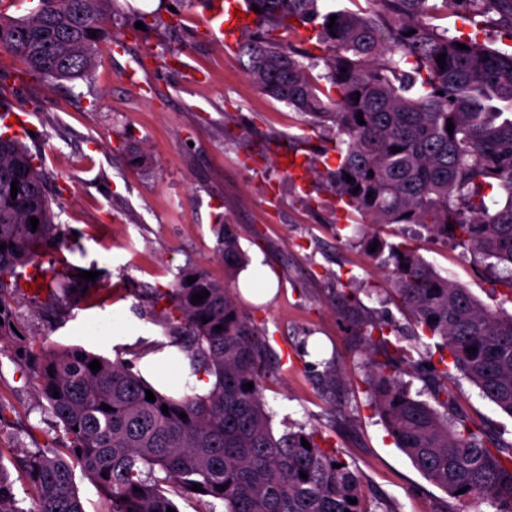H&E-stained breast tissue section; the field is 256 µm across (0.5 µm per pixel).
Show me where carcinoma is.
<instances>
[{
    "instance_id": "cac0c4a2",
    "label": "carcinoma",
    "mask_w": 512,
    "mask_h": 512,
    "mask_svg": "<svg viewBox=\"0 0 512 512\" xmlns=\"http://www.w3.org/2000/svg\"><path fill=\"white\" fill-rule=\"evenodd\" d=\"M115 2L39 0L24 16L0 13V49L43 78L85 79L109 35ZM247 2L260 12L255 29L238 41L245 70L263 92L331 134L332 147L322 156L325 165L332 154L338 159L331 176L335 199L373 224L417 226L460 247L487 274L494 309L436 274L416 250L361 239L376 246L371 257L391 277L388 301L411 316L409 345L401 344L392 321L365 315L343 292L336 300L349 335L362 343L370 401L397 448L449 496L512 512V441L478 424L448 384L453 367L512 415V314L500 311L512 304V51L429 23L462 6L471 24L492 23L512 39V0H367V11L329 10L326 0ZM299 25L314 28L307 48L292 51L270 37ZM440 54L443 66L436 62ZM320 66L323 72L313 75ZM51 203L40 156L0 132V244L6 245L0 250V343L9 345L69 441L63 451L37 443L13 453L12 466L32 489L28 508L17 505L0 462V512H88L77 468L97 486L107 512H167L177 508L172 494L207 499L206 512H215L217 503L224 512H377L331 437L302 427L275 437L262 396L272 357L268 340L228 287L202 269H182L155 299L169 305L165 325L191 374L215 376L205 393L174 397L122 358L81 346L37 349L21 336L10 278L38 253L68 242L52 224ZM32 217L39 221L35 230ZM221 257L230 271L245 263L227 230ZM78 273L74 266L53 273L52 307L68 311L95 288ZM205 290L208 297L192 304ZM95 359L101 364L96 373L89 367ZM414 379L430 401L412 396ZM246 383L254 388L244 389ZM147 389L155 401L146 400ZM106 404L112 410H103ZM194 483L202 491L192 490Z\"/></svg>"
}]
</instances>
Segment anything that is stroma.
I'll list each match as a JSON object with an SVG mask.
<instances>
[{"instance_id": "35a3bbf8", "label": "stroma", "mask_w": 512, "mask_h": 512, "mask_svg": "<svg viewBox=\"0 0 512 512\" xmlns=\"http://www.w3.org/2000/svg\"><path fill=\"white\" fill-rule=\"evenodd\" d=\"M122 7L88 79L48 82L0 50V97L29 114L32 134L24 142L42 156L54 222L69 237L68 249L42 252L38 263L46 271L68 263L98 274L95 293L66 314L18 289L12 304L19 330L38 347L78 345L128 359L156 386L179 374L176 391L188 393L190 375L166 349L165 306L151 291L169 288L187 266L236 285L219 252V226L228 224L248 258L277 278L266 304L238 302L266 329L279 357L263 384L275 434L297 423L332 435L341 459L386 512H492L426 480L368 404L365 371L334 293L340 279L382 289L390 278L348 242L347 228L360 216L331 208L326 167L307 171L298 185L281 166L283 155L298 150L317 155L326 133L262 92L235 52L200 35L201 0H163L144 30L135 26L130 0ZM117 41L123 51H114ZM134 153L141 163L130 162ZM412 245L441 276L491 304L490 285L471 255L423 233ZM320 358L333 360L341 376L335 392L317 377ZM455 387L477 422L512 439L511 416L464 377ZM0 404V458L35 442L64 446L63 429L39 409L32 382L5 351Z\"/></svg>"}]
</instances>
